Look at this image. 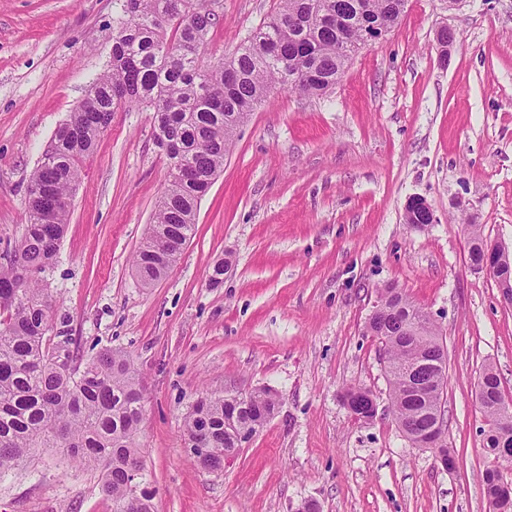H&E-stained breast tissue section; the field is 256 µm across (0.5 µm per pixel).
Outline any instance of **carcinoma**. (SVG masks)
Listing matches in <instances>:
<instances>
[{"instance_id": "carcinoma-1", "label": "carcinoma", "mask_w": 512, "mask_h": 512, "mask_svg": "<svg viewBox=\"0 0 512 512\" xmlns=\"http://www.w3.org/2000/svg\"><path fill=\"white\" fill-rule=\"evenodd\" d=\"M112 60L91 83L83 103L60 124L29 179L20 244L0 264V473L22 467L34 448H56L102 476L112 512H153L151 498L135 496L146 483L137 436L143 415L139 371L121 353L104 348L77 364L71 338L54 340L53 305L44 274L53 265L82 176L83 161L125 104L154 111L156 144L197 178L172 177L134 257L140 285L153 286L178 260L195 232L198 204L209 184L198 179L224 168L237 130L274 87L322 96L339 83L352 55L336 51L342 30L358 40L385 22L398 24L408 0H276L238 51L216 64L201 49L216 26L215 0H115ZM54 209L44 222L43 211ZM389 309L375 329L389 384L391 411L412 445L445 413L447 378L436 365L444 349L436 323L396 287L381 289ZM370 392L352 388V413L364 417ZM268 389L240 405L223 396L198 398L184 417L187 445L200 463L224 470L232 438L224 414L238 413L253 434L279 406ZM483 448L497 466L485 471L487 498L512 468V451L499 456V438L512 437V413L488 402Z\"/></svg>"}]
</instances>
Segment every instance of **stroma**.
<instances>
[{
    "label": "stroma",
    "mask_w": 512,
    "mask_h": 512,
    "mask_svg": "<svg viewBox=\"0 0 512 512\" xmlns=\"http://www.w3.org/2000/svg\"><path fill=\"white\" fill-rule=\"evenodd\" d=\"M274 0H219L206 61L231 56ZM113 0H0V263L20 243L29 178L112 57ZM455 41L440 47V26ZM169 181L152 109L126 105L85 158L45 282L79 362L127 355L145 392L140 443L155 512H489L485 366L512 397V306L467 264L469 227L512 253V0H409L323 97L273 90L238 130L180 259L151 288L133 259ZM425 199L430 224L404 220ZM231 268L220 287L208 273ZM392 285L448 348L456 466L403 436L365 328ZM267 387L274 416L218 472L188 450L200 393ZM370 390L373 419L347 388ZM0 512H111L97 470L39 448L0 476Z\"/></svg>",
    "instance_id": "stroma-1"
}]
</instances>
